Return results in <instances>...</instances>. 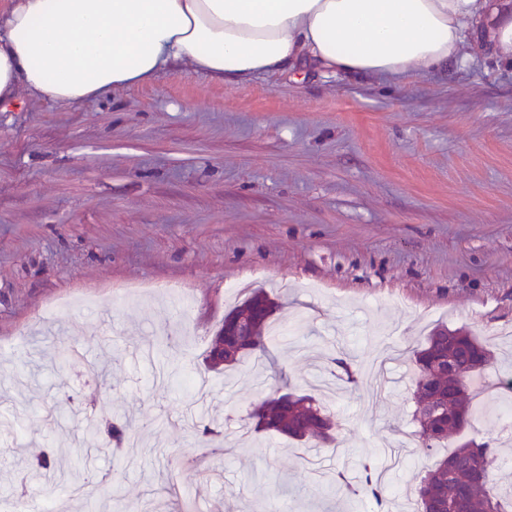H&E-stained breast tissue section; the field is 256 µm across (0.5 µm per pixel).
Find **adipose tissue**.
Returning a JSON list of instances; mask_svg holds the SVG:
<instances>
[{
	"mask_svg": "<svg viewBox=\"0 0 512 512\" xmlns=\"http://www.w3.org/2000/svg\"><path fill=\"white\" fill-rule=\"evenodd\" d=\"M483 33L512 62V0H10L0 102L59 104L176 66L229 85L316 67L393 78L467 65Z\"/></svg>",
	"mask_w": 512,
	"mask_h": 512,
	"instance_id": "ef3b65f1",
	"label": "adipose tissue"
}]
</instances>
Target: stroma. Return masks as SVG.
<instances>
[{"label": "stroma", "instance_id": "stroma-1", "mask_svg": "<svg viewBox=\"0 0 512 512\" xmlns=\"http://www.w3.org/2000/svg\"><path fill=\"white\" fill-rule=\"evenodd\" d=\"M236 283L265 288L299 333L212 371ZM441 322L487 344L490 401L512 404V65L489 53L403 79L305 70L236 87L175 67L88 101L0 107V414L28 440L17 451L0 430V512L21 497L53 512H377L333 485L367 460L389 467L400 512L437 458L400 440L418 429L409 357ZM384 339V387L314 386L337 358L366 373ZM72 343L106 375L58 365ZM277 389L321 401L333 450L307 465L303 443L261 431L229 451ZM90 418L132 420L129 461ZM209 418L222 436L203 435ZM472 435L512 485V433L482 415ZM75 440L70 468L111 482L112 500L21 482L28 456Z\"/></svg>", "mask_w": 512, "mask_h": 512}]
</instances>
